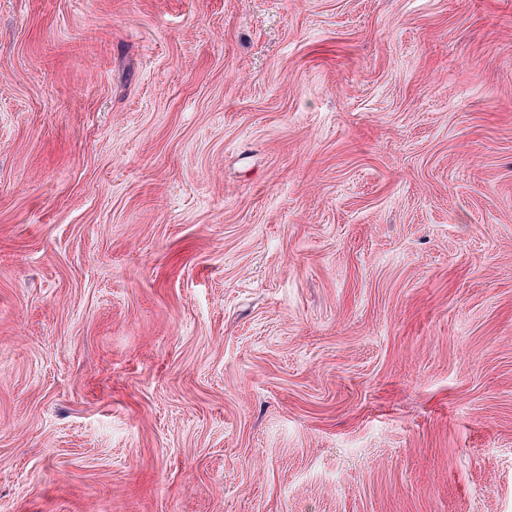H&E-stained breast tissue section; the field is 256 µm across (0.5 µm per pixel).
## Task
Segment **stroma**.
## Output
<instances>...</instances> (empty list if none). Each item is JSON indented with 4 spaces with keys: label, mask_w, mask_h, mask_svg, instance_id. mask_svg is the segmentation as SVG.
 I'll use <instances>...</instances> for the list:
<instances>
[{
    "label": "stroma",
    "mask_w": 512,
    "mask_h": 512,
    "mask_svg": "<svg viewBox=\"0 0 512 512\" xmlns=\"http://www.w3.org/2000/svg\"><path fill=\"white\" fill-rule=\"evenodd\" d=\"M0 512H512V0H0Z\"/></svg>",
    "instance_id": "35a3bbf8"
}]
</instances>
